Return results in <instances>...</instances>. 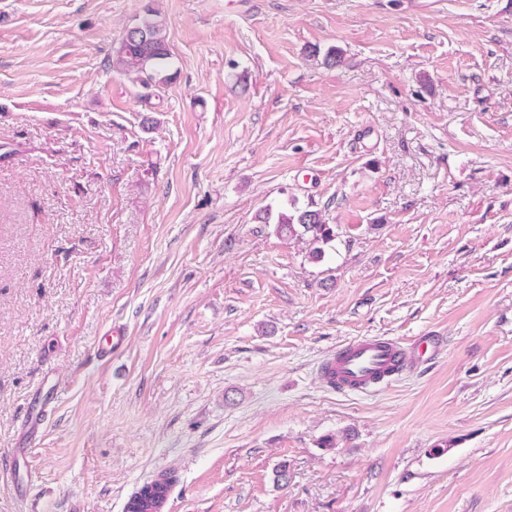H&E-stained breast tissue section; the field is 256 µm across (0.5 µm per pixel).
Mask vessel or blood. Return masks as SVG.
Wrapping results in <instances>:
<instances>
[{
    "mask_svg": "<svg viewBox=\"0 0 512 512\" xmlns=\"http://www.w3.org/2000/svg\"><path fill=\"white\" fill-rule=\"evenodd\" d=\"M411 364L405 342L384 336L352 340L334 350L323 362L324 382L341 392H365L399 377Z\"/></svg>",
    "mask_w": 512,
    "mask_h": 512,
    "instance_id": "obj_1",
    "label": "vessel or blood"
}]
</instances>
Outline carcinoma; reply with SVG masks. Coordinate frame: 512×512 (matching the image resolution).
<instances>
[{
    "instance_id": "cac0c4a2",
    "label": "carcinoma",
    "mask_w": 512,
    "mask_h": 512,
    "mask_svg": "<svg viewBox=\"0 0 512 512\" xmlns=\"http://www.w3.org/2000/svg\"><path fill=\"white\" fill-rule=\"evenodd\" d=\"M170 66L171 54L163 25L157 19V11L149 8L126 30L112 58V67L132 82L147 86L168 81ZM256 219L263 224H276V232L281 237H309L310 243L316 245L312 251L314 258L323 257L322 246L336 238L335 225L326 222L320 209L295 208L274 214L267 208ZM175 481V476L169 473L161 475L159 481L145 484L134 494L126 512H145L149 504L162 498Z\"/></svg>"
}]
</instances>
